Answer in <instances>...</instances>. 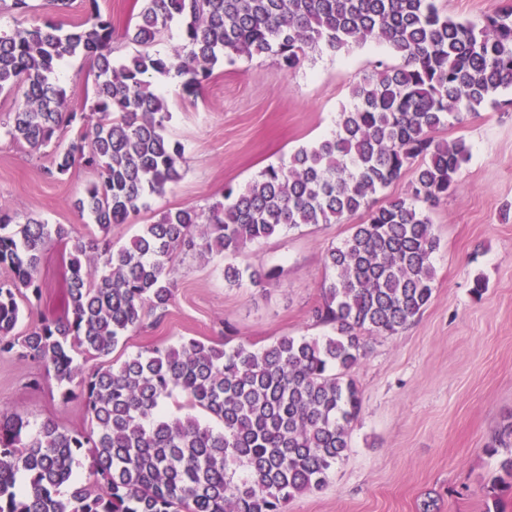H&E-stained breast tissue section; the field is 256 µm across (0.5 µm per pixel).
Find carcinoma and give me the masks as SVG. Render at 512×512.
Here are the masks:
<instances>
[{
    "mask_svg": "<svg viewBox=\"0 0 512 512\" xmlns=\"http://www.w3.org/2000/svg\"><path fill=\"white\" fill-rule=\"evenodd\" d=\"M70 29L53 21L0 32V93L23 89V105L4 134L33 149L48 144L77 113L55 80L74 57L93 65L90 112L53 166L94 171L77 208L103 239L74 238L64 224L0 206V354L42 362L63 400L81 396L90 426L68 432L47 419L36 426L0 411V512H286L295 497L321 489L350 448L360 394L350 370L365 336H394L426 308L439 241L428 208L458 186L468 161L464 138L435 139L437 129L496 102L512 88V4L482 22L448 15L437 0H143L135 16L140 50L115 63L112 22L97 0ZM184 25L173 53L151 51L169 24ZM370 39L386 43L395 65L354 79V103L336 131L265 167L243 190L205 209L187 206L143 225L118 250L107 240L154 196L181 178L184 153L172 140L163 75L186 97L226 59L272 55L285 70L306 49L336 52ZM414 167L410 191L385 204L377 196ZM349 235L327 249L334 276L320 286L316 321L323 337L281 336L261 349L182 340L84 377L78 352L108 357L173 297L172 257H224V279L263 283L233 260L247 244L303 225L342 224ZM51 241L71 244L67 309L20 338L17 296L44 288L42 259ZM220 423L167 414L174 392ZM501 456L494 503L512 495V423L489 449ZM92 458V480L74 476ZM67 487L60 494L61 487Z\"/></svg>",
    "mask_w": 512,
    "mask_h": 512,
    "instance_id": "carcinoma-1",
    "label": "carcinoma"
}]
</instances>
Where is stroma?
I'll return each instance as SVG.
<instances>
[{"label": "stroma", "instance_id": "1", "mask_svg": "<svg viewBox=\"0 0 512 512\" xmlns=\"http://www.w3.org/2000/svg\"><path fill=\"white\" fill-rule=\"evenodd\" d=\"M112 19V58L121 61L136 46L125 35L138 0H98ZM20 14L0 7V29L54 17L79 23L89 0H72L55 15L48 0H30ZM394 64L388 46L372 39L337 52L308 49L299 66L284 71L273 56L240 57L217 66L195 98L183 96L164 77L173 119L170 135L184 151L181 180L129 223L113 229L114 247L127 245L140 225L168 210L205 207L239 188L268 165L300 146L330 136L350 105L355 77L377 62ZM69 110L91 104V65L67 60L57 74ZM438 138H465L471 148L456 192L430 209L440 246L433 258L436 280L430 303L403 332L371 336L352 370L361 392V412L350 450L321 490L291 500L287 512H486L487 491L499 474L489 446L512 422V106L465 115L462 124L441 128ZM51 147L32 149L0 135V204L63 224L72 235L99 237L75 209L93 174L84 166L50 173ZM349 224H318L285 230L249 244L240 266L272 271L263 286L224 280V261L207 253L173 258V299L164 314H147L111 358L194 338L224 340L260 349L277 338L323 336L316 324L320 284L329 272L327 249L349 233ZM68 250L53 243L42 263L41 296L19 297L14 333L25 335L43 317L66 309ZM482 279V295L472 292ZM33 422L52 419L61 429L89 424L81 401L63 402L52 374L40 362L0 355V409Z\"/></svg>", "mask_w": 512, "mask_h": 512}]
</instances>
